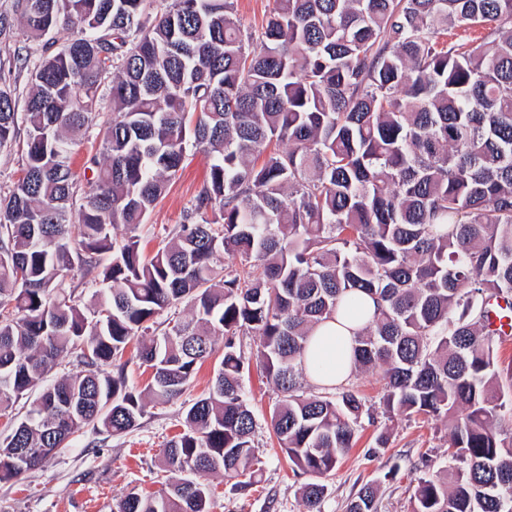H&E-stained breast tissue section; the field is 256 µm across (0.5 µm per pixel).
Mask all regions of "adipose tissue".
I'll use <instances>...</instances> for the list:
<instances>
[{
    "instance_id": "1",
    "label": "adipose tissue",
    "mask_w": 512,
    "mask_h": 512,
    "mask_svg": "<svg viewBox=\"0 0 512 512\" xmlns=\"http://www.w3.org/2000/svg\"><path fill=\"white\" fill-rule=\"evenodd\" d=\"M362 319L350 320L335 316L320 323L314 330L305 352L304 363L311 381L317 384L340 385L353 372L354 337L371 320L376 304L371 297L361 299Z\"/></svg>"
}]
</instances>
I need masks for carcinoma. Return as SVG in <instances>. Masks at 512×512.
<instances>
[{
	"instance_id": "carcinoma-1",
	"label": "carcinoma",
	"mask_w": 512,
	"mask_h": 512,
	"mask_svg": "<svg viewBox=\"0 0 512 512\" xmlns=\"http://www.w3.org/2000/svg\"><path fill=\"white\" fill-rule=\"evenodd\" d=\"M274 2L257 37L234 0H17L31 37L67 38L35 65L24 112L0 90V147L26 131L23 176L0 193V417L7 447L28 449L22 465L0 452V482L86 427L138 426L222 336L213 387L165 446L164 489L119 510L210 512L207 477L248 487L258 464L247 331L281 395L270 427L313 478L306 512H322L321 479L375 406L351 387L299 392L303 355L364 293L377 308L355 371L382 369L383 413L448 424L447 465L418 482L412 512H512V384L488 326L512 308V0ZM95 122L80 177L73 136ZM191 147L210 157L206 180L148 257L136 230ZM75 270L101 285L88 302ZM181 304L187 319L148 336ZM133 341L152 370L141 390L123 361ZM66 357L81 372L48 380ZM376 497L366 485L346 512H377Z\"/></svg>"
}]
</instances>
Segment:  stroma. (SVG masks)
<instances>
[{
    "mask_svg": "<svg viewBox=\"0 0 512 512\" xmlns=\"http://www.w3.org/2000/svg\"><path fill=\"white\" fill-rule=\"evenodd\" d=\"M15 5V0H0V14L12 23L9 34L0 37V89L11 91L21 106L45 46L28 39ZM209 164L204 151H191L148 223L137 230L146 252L155 253L165 229L181 222ZM215 365V360L206 361L178 400L147 406L133 430L109 436L85 428L38 469L18 481L0 483V512H117L127 493L159 492L161 452L180 432L185 406L207 393ZM242 386L257 421L258 481L242 489L223 475L210 476L212 512H305L301 486L306 478L293 472L270 427V409L278 395L255 368L244 375ZM381 437L386 440L382 446L377 443ZM447 439L445 423L431 418L379 412L362 418L356 446L324 480L322 512H345L347 502L370 482L379 485L378 512H411L419 480L446 462Z\"/></svg>",
    "mask_w": 512,
    "mask_h": 512,
    "instance_id": "35a3bbf8",
    "label": "stroma"
}]
</instances>
